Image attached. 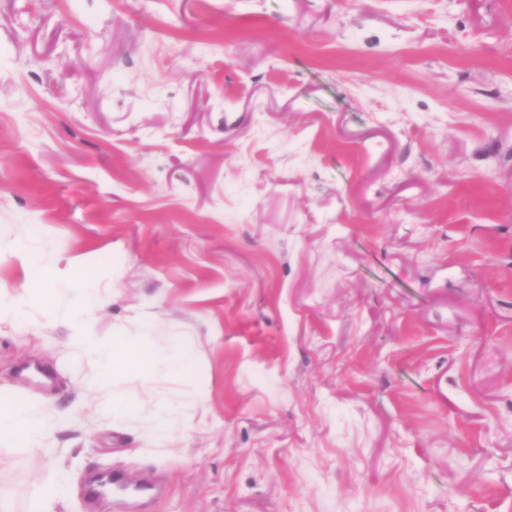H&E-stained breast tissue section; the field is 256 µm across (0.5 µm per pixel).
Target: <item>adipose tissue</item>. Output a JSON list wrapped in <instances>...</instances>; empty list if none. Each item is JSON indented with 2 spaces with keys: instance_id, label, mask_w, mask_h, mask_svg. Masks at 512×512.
Instances as JSON below:
<instances>
[{
  "instance_id": "obj_1",
  "label": "adipose tissue",
  "mask_w": 512,
  "mask_h": 512,
  "mask_svg": "<svg viewBox=\"0 0 512 512\" xmlns=\"http://www.w3.org/2000/svg\"><path fill=\"white\" fill-rule=\"evenodd\" d=\"M9 253L21 265L31 290L43 300L44 318L51 322L70 323L72 343L98 364V383L101 387L111 388L114 414L132 417L139 413L138 399L119 387L128 371L140 370L156 376H168L190 369L194 361L192 345L176 339L168 347L156 348L153 330L147 325L142 326L139 336H116L107 345L98 344L91 336L85 335L84 327L102 301V292L95 287L93 279H83L76 295L65 307L54 304L56 281L63 272L82 268L80 256L68 257L62 265L46 263L33 239L26 237L13 243ZM47 428V422L33 414L24 403L0 406L1 438L23 443L35 442L41 439Z\"/></svg>"
}]
</instances>
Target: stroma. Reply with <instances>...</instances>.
Instances as JSON below:
<instances>
[{"label":"stroma","mask_w":512,"mask_h":512,"mask_svg":"<svg viewBox=\"0 0 512 512\" xmlns=\"http://www.w3.org/2000/svg\"><path fill=\"white\" fill-rule=\"evenodd\" d=\"M90 258L165 440L37 304L0 325L36 512H512V0H0V246ZM204 398H197V391ZM132 487L88 506L84 485ZM178 405L172 401L159 400L150 412L148 426L149 435L157 440L166 439L169 435L174 414ZM49 425L24 403L0 406V437L23 443L41 439Z\"/></svg>","instance_id":"stroma-1"}]
</instances>
